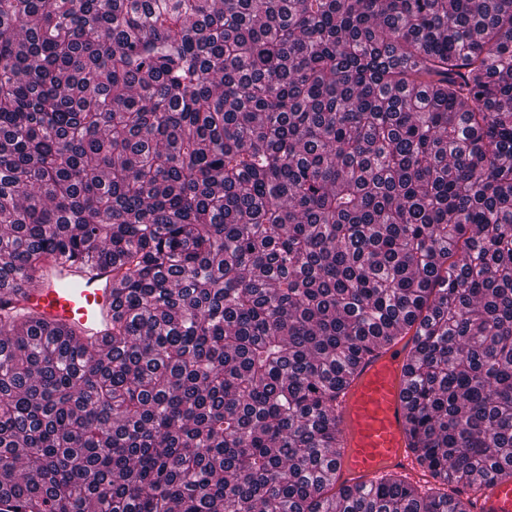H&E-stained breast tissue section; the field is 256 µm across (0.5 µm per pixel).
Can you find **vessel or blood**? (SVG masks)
Segmentation results:
<instances>
[{
	"label": "vessel or blood",
	"instance_id": "obj_1",
	"mask_svg": "<svg viewBox=\"0 0 512 512\" xmlns=\"http://www.w3.org/2000/svg\"><path fill=\"white\" fill-rule=\"evenodd\" d=\"M24 309L50 323L77 326L84 336L102 334L112 319V269L85 270L55 263L39 287L21 291L0 287V303ZM414 354L409 340L376 350L360 363L336 407L344 446L333 478L340 486H362L379 474L404 472L418 478L419 466L409 442L406 367ZM475 512H512V478L474 491Z\"/></svg>",
	"mask_w": 512,
	"mask_h": 512
}]
</instances>
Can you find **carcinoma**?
Returning <instances> with one entry per match:
<instances>
[{
	"label": "carcinoma",
	"instance_id": "obj_1",
	"mask_svg": "<svg viewBox=\"0 0 512 512\" xmlns=\"http://www.w3.org/2000/svg\"><path fill=\"white\" fill-rule=\"evenodd\" d=\"M0 512H473L512 471V0H0ZM413 332L425 479L328 478ZM4 302L49 323L73 324L88 338L100 337L112 319V267L85 270L78 264L54 263L45 270L38 288L17 292L4 285L0 303Z\"/></svg>",
	"mask_w": 512,
	"mask_h": 512
}]
</instances>
